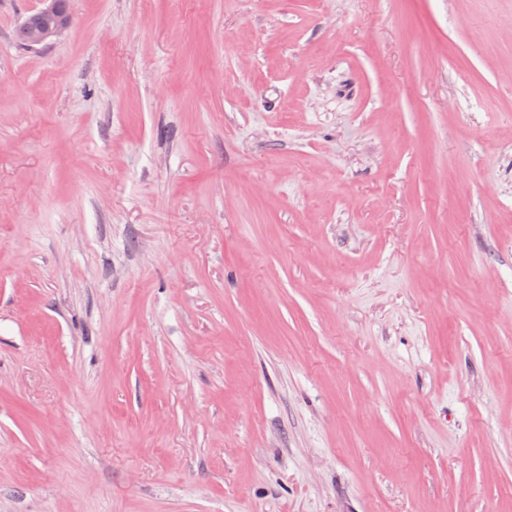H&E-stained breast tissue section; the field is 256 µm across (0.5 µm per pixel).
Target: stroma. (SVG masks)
Here are the masks:
<instances>
[{
  "mask_svg": "<svg viewBox=\"0 0 512 512\" xmlns=\"http://www.w3.org/2000/svg\"><path fill=\"white\" fill-rule=\"evenodd\" d=\"M0 0V512H512V0ZM44 3V7L39 9L36 13L31 15L27 21V24L31 17L35 15H52L54 19L53 24H40L31 28V34L29 39V31L27 26L24 24L20 25L16 31L17 41L29 48H36L44 45L46 42L54 37H58L65 33L71 26L72 16L69 7L65 10L61 9L59 0H41Z\"/></svg>",
  "mask_w": 512,
  "mask_h": 512,
  "instance_id": "stroma-1",
  "label": "stroma"
}]
</instances>
